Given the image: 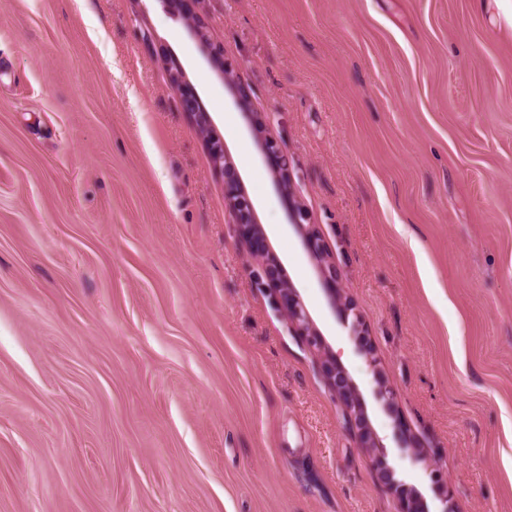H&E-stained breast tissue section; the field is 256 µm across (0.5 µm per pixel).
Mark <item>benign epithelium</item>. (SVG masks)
Wrapping results in <instances>:
<instances>
[{"mask_svg": "<svg viewBox=\"0 0 512 512\" xmlns=\"http://www.w3.org/2000/svg\"><path fill=\"white\" fill-rule=\"evenodd\" d=\"M182 79L183 70L177 63L175 70L171 72L172 86L179 93L185 110L194 116L195 121L206 134L214 166L224 172V199L231 213L233 224L236 226L238 237L249 246L251 255L262 271L261 278L275 288L277 292L276 310L289 329L306 337L307 341L316 349H322V341L313 328L304 305L288 281L279 279L278 260L269 253L265 245L264 230L257 223L252 204L245 196L237 180L233 164L224 152L223 142L212 134L206 113L200 109L194 97L184 89ZM265 150L270 168L281 186L282 194L291 195V175L285 155L270 142L265 143ZM306 244L309 252L321 265L325 279L331 284L333 303L336 308L342 312H352L353 307L340 285L336 266L328 259L326 248L320 237L308 229L306 230ZM322 366L330 389L345 407L347 423L358 432L361 447H377L376 437L369 426L357 387L345 370L336 363L333 356L324 354ZM384 458L385 454L378 455L375 458V465L384 483L399 494L402 502L401 512H425L423 502L415 494L394 481L392 472L387 467Z\"/></svg>", "mask_w": 512, "mask_h": 512, "instance_id": "1", "label": "benign epithelium"}]
</instances>
